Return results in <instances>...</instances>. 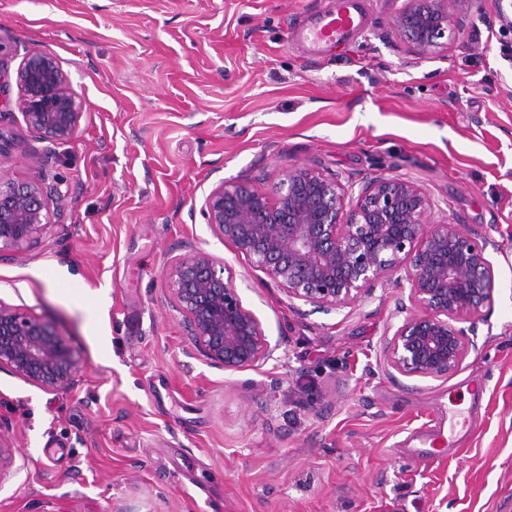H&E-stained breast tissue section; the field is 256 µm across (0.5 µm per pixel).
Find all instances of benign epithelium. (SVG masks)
I'll return each mask as SVG.
<instances>
[{
    "instance_id": "7a95c632",
    "label": "benign epithelium",
    "mask_w": 512,
    "mask_h": 512,
    "mask_svg": "<svg viewBox=\"0 0 512 512\" xmlns=\"http://www.w3.org/2000/svg\"><path fill=\"white\" fill-rule=\"evenodd\" d=\"M471 18V0H406L393 27L408 51L423 57L446 50ZM495 22L512 31V0H497ZM17 83L27 124L55 141H71L82 102L57 58L28 53ZM60 196L58 183L42 175L0 179V261H14L41 242L50 204ZM429 210L425 191L406 179L380 176L354 194L335 177L295 166L272 194L219 182L201 214L288 298L316 309L347 308L388 274L405 270L416 312L387 339V365L403 377L441 379L477 349L475 319L494 288L492 241L456 224L431 223ZM172 277V307L208 363L242 371L279 349L243 305L232 274L209 254L177 258ZM81 363L54 326L0 301V370L54 392L78 384Z\"/></svg>"
}]
</instances>
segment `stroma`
Here are the masks:
<instances>
[{"mask_svg": "<svg viewBox=\"0 0 512 512\" xmlns=\"http://www.w3.org/2000/svg\"><path fill=\"white\" fill-rule=\"evenodd\" d=\"M350 44L295 40L336 0H0V178L60 181L61 221L0 261V301L53 323L80 382L46 392L0 371L15 463L0 512H512V36L472 23L420 58L364 0ZM56 55L84 102L74 139L28 126L17 70ZM297 165L346 185H420L430 220L494 241L476 351L445 379L389 368L383 343L415 311L404 270L341 310L287 294L200 214L218 181L270 191ZM231 271L280 347L241 372L210 365L170 305L173 261ZM475 418L443 456L415 432Z\"/></svg>", "mask_w": 512, "mask_h": 512, "instance_id": "obj_1", "label": "stroma"}]
</instances>
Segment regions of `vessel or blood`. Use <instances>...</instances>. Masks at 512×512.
I'll use <instances>...</instances> for the list:
<instances>
[{"instance_id": "b4317fda", "label": "vessel or blood", "mask_w": 512, "mask_h": 512, "mask_svg": "<svg viewBox=\"0 0 512 512\" xmlns=\"http://www.w3.org/2000/svg\"><path fill=\"white\" fill-rule=\"evenodd\" d=\"M361 0H338L335 10L313 15L301 38L311 53H319L324 47L343 43L362 26ZM452 438L444 425H436L422 436V446L415 452L416 457L434 455L437 447L449 446Z\"/></svg>"}]
</instances>
